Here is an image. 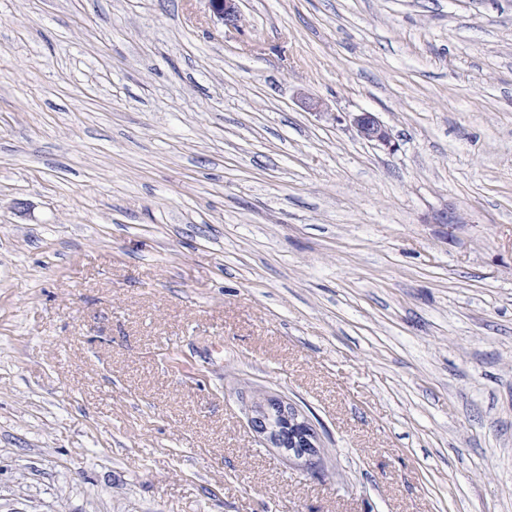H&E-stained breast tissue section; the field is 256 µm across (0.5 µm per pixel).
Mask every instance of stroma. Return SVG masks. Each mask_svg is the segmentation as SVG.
Instances as JSON below:
<instances>
[{"label": "stroma", "instance_id": "obj_1", "mask_svg": "<svg viewBox=\"0 0 512 512\" xmlns=\"http://www.w3.org/2000/svg\"><path fill=\"white\" fill-rule=\"evenodd\" d=\"M240 10L0 0V512H512V0ZM211 9L225 25L237 27L240 19L239 3L241 0H209ZM352 124L358 134L368 142L393 148L392 137L386 125L371 112H358L352 117ZM252 412L250 425L269 448L282 449L289 460H303L311 472L319 468L322 461L320 438L296 407L283 399L270 397L254 405Z\"/></svg>", "mask_w": 512, "mask_h": 512}]
</instances>
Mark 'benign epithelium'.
Instances as JSON below:
<instances>
[{
	"label": "benign epithelium",
	"mask_w": 512,
	"mask_h": 512,
	"mask_svg": "<svg viewBox=\"0 0 512 512\" xmlns=\"http://www.w3.org/2000/svg\"><path fill=\"white\" fill-rule=\"evenodd\" d=\"M211 9L225 25L238 26L241 0H209ZM352 124L365 140L393 148L392 137L386 125L371 112H359L352 116ZM250 418L252 429L263 437L270 448L283 450L288 459L302 460L311 472L322 461L320 438L307 418L291 403L270 397L254 405Z\"/></svg>",
	"instance_id": "obj_1"
}]
</instances>
